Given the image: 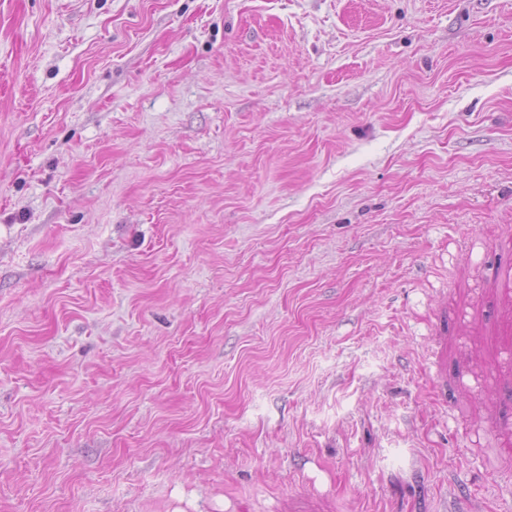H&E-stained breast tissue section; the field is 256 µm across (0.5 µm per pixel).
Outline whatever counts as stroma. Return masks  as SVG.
Returning a JSON list of instances; mask_svg holds the SVG:
<instances>
[{"label": "stroma", "mask_w": 512, "mask_h": 512, "mask_svg": "<svg viewBox=\"0 0 512 512\" xmlns=\"http://www.w3.org/2000/svg\"><path fill=\"white\" fill-rule=\"evenodd\" d=\"M512 0H0V512L512 505Z\"/></svg>", "instance_id": "35a3bbf8"}]
</instances>
